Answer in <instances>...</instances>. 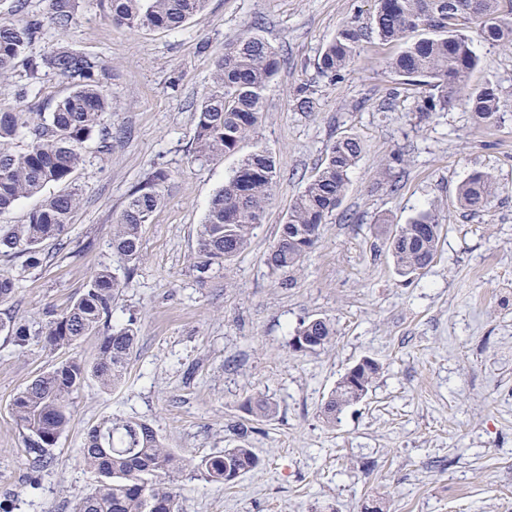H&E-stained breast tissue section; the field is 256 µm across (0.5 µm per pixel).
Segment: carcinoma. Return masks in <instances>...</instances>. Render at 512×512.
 Here are the masks:
<instances>
[{
    "label": "carcinoma",
    "instance_id": "obj_1",
    "mask_svg": "<svg viewBox=\"0 0 512 512\" xmlns=\"http://www.w3.org/2000/svg\"><path fill=\"white\" fill-rule=\"evenodd\" d=\"M374 0L370 28L356 21L342 23L318 57V69L328 78L343 76L361 43L372 32L385 42H396L402 50L388 63L389 74L428 90L420 117L428 119L447 108L468 86L478 58L471 45L479 39L492 46L512 49V0ZM207 0H108L112 22L129 28L176 29L205 11ZM77 21L75 0H50L49 24L66 32ZM38 18L23 24L0 25V78L25 61L27 83L24 95L40 93L41 74L51 71L69 85V92L49 112L32 120L21 109L0 108V253L22 254L30 266L40 263L42 247L50 240L63 242L82 189L73 179L85 162L84 149L98 141L106 152L112 147V70L98 57L67 47H56L40 56L28 54L43 37ZM282 64L277 51L262 37L240 34L224 46L215 63L213 86L196 112L194 153L203 159L231 157L256 133L264 92ZM476 123L491 126L502 122L505 104L492 83L477 88L466 99ZM15 140L25 148L13 152ZM363 153L355 136L343 134L330 144L316 176L308 181L288 208L279 236L267 255L274 271L286 273L304 262L319 243L321 227L341 206L349 174ZM272 156L257 149L242 158L224 185L209 201L198 232V254L194 267L201 274L217 272L224 263L244 252L253 231L262 223L265 208L276 185ZM168 173L156 170L143 186L135 188L112 225V249L127 263L123 275L107 268L97 271L82 293L62 313L48 315L38 328L0 319V334L24 348L37 336L55 351L73 345L85 336L100 337L96 362L65 360L36 375L14 398V414L25 434V446L42 457L55 447L71 420V395L88 377L110 390L124 378L128 360L139 335L136 323L112 322V299L129 283L142 258V226L161 202L158 186ZM51 185L60 190L44 195ZM500 189L496 177L474 171L460 184L457 200L470 211L488 207ZM44 195L24 224L1 221L23 199ZM442 225L430 209L419 212L408 223L387 232L385 245L396 273L407 279L418 277L433 262ZM335 336L330 320H304L292 337L313 339L323 347ZM379 364L365 359L354 387L342 376L324 403V421L332 425L347 406L361 401L379 372ZM247 414L261 421L274 413L266 399H249ZM252 428L240 424L238 445L202 458L197 463L210 482L231 485L260 464L248 446ZM84 466L98 474L99 484L75 499L73 512H178L177 478L183 460L166 447L149 424L107 416L87 436L82 450Z\"/></svg>",
    "mask_w": 512,
    "mask_h": 512
}]
</instances>
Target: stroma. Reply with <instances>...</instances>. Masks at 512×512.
Returning <instances> with one entry per match:
<instances>
[{"mask_svg":"<svg viewBox=\"0 0 512 512\" xmlns=\"http://www.w3.org/2000/svg\"><path fill=\"white\" fill-rule=\"evenodd\" d=\"M373 10V0H209L178 29H130L113 24L98 0H77L69 32L45 28L35 52L64 46L111 66L112 147L86 146L66 249L46 244L29 269L23 256L0 254V275L18 280L0 318L38 325L99 269L122 271L115 218L153 171L168 178L143 227L144 260L112 303L114 320L139 327L126 382L106 392L90 379L74 392L71 422L46 462L26 448L13 400L59 361H94L100 340L51 351L34 338L21 350L0 335V512H72L99 481L81 462L87 432L109 415L146 421L185 459L179 512H364L379 498L388 512H512V51L472 45L480 65L470 85L497 84L507 105L501 123L477 125L462 97L423 121L424 87L385 70L398 44L366 39L340 79L317 69L338 26L370 24ZM246 31L282 59L260 127L239 156L195 159V114L214 62ZM23 83L0 80V108L46 112L67 91L51 72L37 97H20ZM344 133L364 153L341 207L302 267L273 272L266 256L289 205ZM258 148L277 167L263 221L224 270L199 273L207 204L240 156ZM476 170L500 185L477 212L457 202ZM426 209L443 226L438 252L407 281L379 221L401 225ZM311 317L334 323L333 341L292 351L291 332ZM365 357L381 365L367 396L327 425L328 394ZM251 396L276 405L249 437L260 466L228 488L207 481L197 462L234 446L232 427L246 421Z\"/></svg>","mask_w":512,"mask_h":512,"instance_id":"stroma-1","label":"stroma"}]
</instances>
